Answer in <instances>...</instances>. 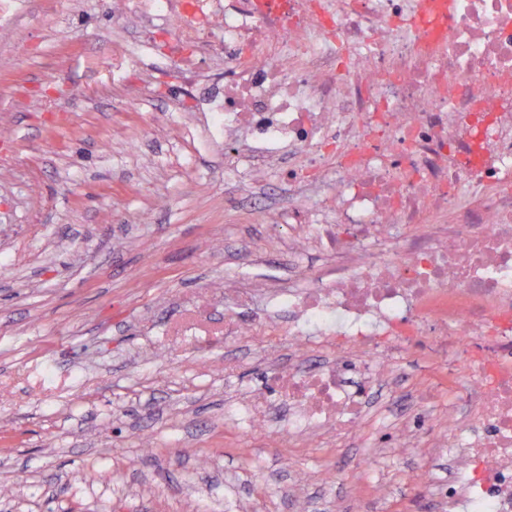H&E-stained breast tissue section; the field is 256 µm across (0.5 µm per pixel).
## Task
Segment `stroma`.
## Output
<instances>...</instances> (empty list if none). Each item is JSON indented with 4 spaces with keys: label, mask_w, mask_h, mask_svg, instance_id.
<instances>
[{
    "label": "stroma",
    "mask_w": 512,
    "mask_h": 512,
    "mask_svg": "<svg viewBox=\"0 0 512 512\" xmlns=\"http://www.w3.org/2000/svg\"><path fill=\"white\" fill-rule=\"evenodd\" d=\"M113 2L0 0V512H225L230 485L240 512H444L413 481L449 474L430 417L457 389L427 350L333 438L278 442L225 416V361L250 391L258 352L288 355L281 336L225 335V288L326 257L292 260L287 225L264 222L285 202L279 167L248 188L224 173L203 96L224 79L220 34L184 64L155 0L132 21Z\"/></svg>",
    "instance_id": "1"
}]
</instances>
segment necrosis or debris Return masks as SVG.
<instances>
[{
    "mask_svg": "<svg viewBox=\"0 0 512 512\" xmlns=\"http://www.w3.org/2000/svg\"><path fill=\"white\" fill-rule=\"evenodd\" d=\"M260 2L178 11L177 48L220 22L215 125L244 179L293 153L288 203L267 219L290 225V251L318 244L331 264L303 288L225 290V333H269L271 310L288 311L292 357L226 412L282 440L338 435L397 352L457 353L460 399L434 438L454 473L413 480L448 512H512V0H443L432 27L422 0ZM302 188L323 190V214ZM261 294L252 322L236 320Z\"/></svg>",
    "mask_w": 512,
    "mask_h": 512,
    "instance_id": "4bbe7bcc",
    "label": "necrosis or debris"
}]
</instances>
